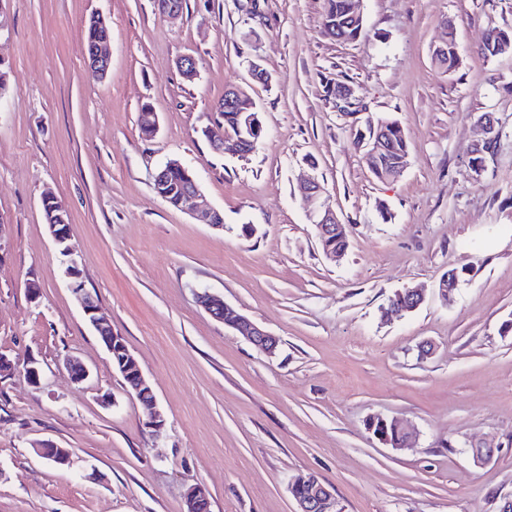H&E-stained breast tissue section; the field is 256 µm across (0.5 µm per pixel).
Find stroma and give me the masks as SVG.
<instances>
[{
  "label": "stroma",
  "instance_id": "35a3bbf8",
  "mask_svg": "<svg viewBox=\"0 0 512 512\" xmlns=\"http://www.w3.org/2000/svg\"><path fill=\"white\" fill-rule=\"evenodd\" d=\"M324 7L185 0L170 17L152 0H0V353L20 363L0 374V512H184L197 486L211 512H295L300 473L332 486L344 512H498L512 492V335L500 332L512 318V52H481L490 28H512V0H361L349 43L325 34ZM93 15L111 28L104 77L83 58ZM450 28L461 64L444 75L431 52ZM253 61L270 84L252 82ZM336 82L363 104L355 117L337 111ZM236 86L264 126L242 158L203 135ZM145 106L159 121L148 139ZM485 113L500 147L476 178ZM369 117L408 137L398 180L365 164ZM169 159L193 170L223 229L156 194ZM304 174L349 227L339 264L317 244ZM48 190L69 213L66 253L45 224ZM71 266L145 371L160 435L86 320ZM451 269L460 285L446 300ZM416 287L420 307L385 320L390 298ZM205 291L278 336L277 354L212 319ZM375 415L415 429L414 446L378 442ZM490 440L492 459L475 465L471 445ZM38 441L71 449L73 466L42 462Z\"/></svg>",
  "mask_w": 512,
  "mask_h": 512
}]
</instances>
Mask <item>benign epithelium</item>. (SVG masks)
I'll list each match as a JSON object with an SVG mask.
<instances>
[{
    "label": "benign epithelium",
    "mask_w": 512,
    "mask_h": 512,
    "mask_svg": "<svg viewBox=\"0 0 512 512\" xmlns=\"http://www.w3.org/2000/svg\"><path fill=\"white\" fill-rule=\"evenodd\" d=\"M85 63L102 75L109 72L111 57L107 52V42H95L84 50ZM212 149L221 154L243 157L249 154L257 143L255 138L241 135L235 136L224 132V127L216 124L205 128ZM323 188L320 183L310 178L306 186V197L310 207L309 217L317 230L319 245L323 247V255L331 262H338L344 257L342 252H334L327 245L330 237L336 235V227L340 220L336 212L324 206L322 201ZM201 188L195 175H187V190L180 198L178 209L188 212L202 223L214 228H224L223 215L215 210L203 208L199 204ZM42 208L48 213L47 228L54 241L69 250L70 221L68 213L56 202L55 198L46 193L41 199ZM72 279V292L79 298L84 316L94 329L110 358L115 362V368L120 375L128 379L132 386V394L150 410L146 428L152 435L161 434L165 421L162 413L157 409V400L154 389L147 378L139 361L127 347L123 337L112 330V325L99 316L98 300L87 292L79 281L76 268L67 270ZM204 310L214 320L224 323L225 326L244 336L260 351L272 357L278 351L280 340L265 329L261 328L249 318L241 314L234 307L224 302V298L207 291L199 295ZM425 295L417 290H405L395 294L393 303L386 310V315L399 317L405 312H411L419 307ZM368 431L381 443L391 445L397 449L410 446L417 437L416 431L405 426L397 419L387 420L374 417L368 422ZM34 453L45 462L54 466L71 463L72 453L68 448H58L50 444H37ZM288 491L296 504L295 512H343L332 487L323 484L311 474H298L288 484ZM209 503L205 493L192 487L185 495L187 512H196L197 508Z\"/></svg>",
    "instance_id": "1"
}]
</instances>
